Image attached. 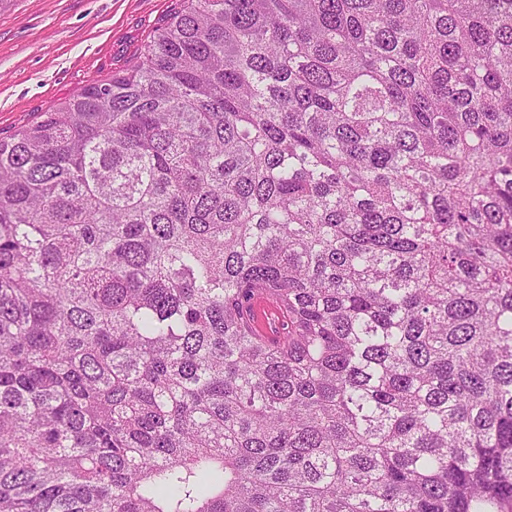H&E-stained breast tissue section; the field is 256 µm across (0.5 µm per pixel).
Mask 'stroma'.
Here are the masks:
<instances>
[{
    "label": "stroma",
    "mask_w": 512,
    "mask_h": 512,
    "mask_svg": "<svg viewBox=\"0 0 512 512\" xmlns=\"http://www.w3.org/2000/svg\"><path fill=\"white\" fill-rule=\"evenodd\" d=\"M183 0H0V138L130 69Z\"/></svg>",
    "instance_id": "1"
}]
</instances>
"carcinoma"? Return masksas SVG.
<instances>
[{"instance_id": "1", "label": "carcinoma", "mask_w": 512, "mask_h": 512, "mask_svg": "<svg viewBox=\"0 0 512 512\" xmlns=\"http://www.w3.org/2000/svg\"><path fill=\"white\" fill-rule=\"evenodd\" d=\"M186 2L0 139V512H512V0Z\"/></svg>"}]
</instances>
